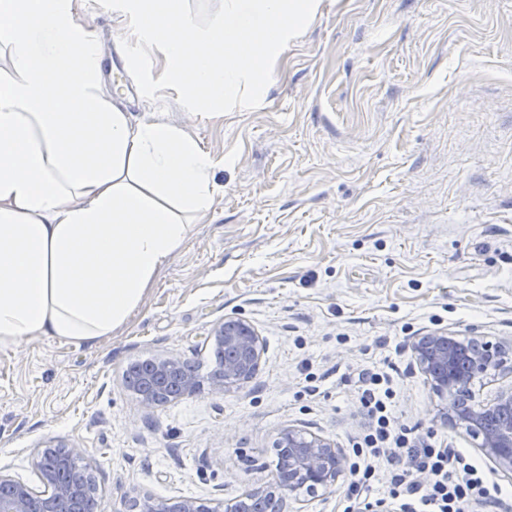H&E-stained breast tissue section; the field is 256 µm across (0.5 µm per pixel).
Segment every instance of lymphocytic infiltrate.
Wrapping results in <instances>:
<instances>
[{"label":"lymphocytic infiltrate","instance_id":"f902f5d3","mask_svg":"<svg viewBox=\"0 0 512 512\" xmlns=\"http://www.w3.org/2000/svg\"><path fill=\"white\" fill-rule=\"evenodd\" d=\"M397 390L389 374L371 372L361 379L360 403L370 426L352 444L349 465L352 495L366 494L377 479L376 460L392 469L390 499L401 512H468L473 504L498 499L501 489L477 461L398 427Z\"/></svg>","mask_w":512,"mask_h":512}]
</instances>
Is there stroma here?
I'll use <instances>...</instances> for the list:
<instances>
[{"instance_id": "1", "label": "stroma", "mask_w": 512, "mask_h": 512, "mask_svg": "<svg viewBox=\"0 0 512 512\" xmlns=\"http://www.w3.org/2000/svg\"><path fill=\"white\" fill-rule=\"evenodd\" d=\"M103 45L121 12L81 0ZM104 86L133 117L162 115L213 161L208 216L127 325L94 345L43 338L0 351V473L43 490L40 446L82 448L100 512L144 494L210 503L275 479L286 426L341 448L367 426L359 376L389 372L402 427L473 458L436 416L414 337L446 329L512 339V0H322L278 57L253 111L204 117ZM265 342L256 376L151 409L128 364L208 362L216 325ZM347 480L285 512H358Z\"/></svg>"}]
</instances>
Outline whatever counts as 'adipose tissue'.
I'll use <instances>...</instances> for the list:
<instances>
[{
    "label": "adipose tissue",
    "mask_w": 512,
    "mask_h": 512,
    "mask_svg": "<svg viewBox=\"0 0 512 512\" xmlns=\"http://www.w3.org/2000/svg\"><path fill=\"white\" fill-rule=\"evenodd\" d=\"M0 350L94 344L123 328L205 218L213 162L197 139L122 111L76 0H0Z\"/></svg>",
    "instance_id": "adipose-tissue-1"
}]
</instances>
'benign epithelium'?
<instances>
[{
	"label": "benign epithelium",
	"mask_w": 512,
	"mask_h": 512,
	"mask_svg": "<svg viewBox=\"0 0 512 512\" xmlns=\"http://www.w3.org/2000/svg\"><path fill=\"white\" fill-rule=\"evenodd\" d=\"M211 339L231 351L224 374L211 379L214 390L227 391L250 382L256 375L265 347L255 326L243 319H229L214 328ZM416 366L440 399L438 416L453 427L465 429L478 440L483 455L503 471L512 473V383L498 387L488 398L473 390L512 376V341H484L478 336L460 340L446 330L417 336L411 344ZM176 383L178 396L200 389L198 378L174 357H156L148 363L146 389L140 402L151 409L159 404L163 384ZM276 447L291 453L288 475L266 489L251 490L210 507L195 498L144 497L141 512H244L247 495L276 496L283 490L296 493L301 483L310 494L336 486L345 474L347 458L336 442L292 426L278 434ZM82 451L47 445L36 466L51 492L41 495L27 485L0 475V512H97L98 502L89 489L86 470L78 465Z\"/></svg>",
	"instance_id": "benign-epithelium-1"
}]
</instances>
